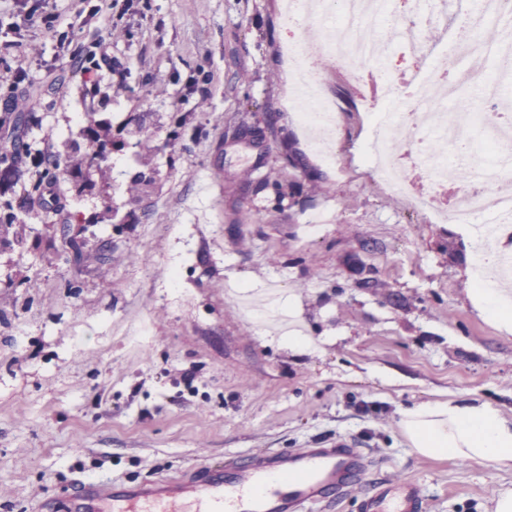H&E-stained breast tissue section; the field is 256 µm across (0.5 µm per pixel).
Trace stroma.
<instances>
[{
  "label": "stroma",
  "mask_w": 512,
  "mask_h": 512,
  "mask_svg": "<svg viewBox=\"0 0 512 512\" xmlns=\"http://www.w3.org/2000/svg\"><path fill=\"white\" fill-rule=\"evenodd\" d=\"M46 9L74 44L113 42L129 73L122 88L81 80L69 51L24 25V0H0V27L21 26L0 78L36 74L0 115L38 117L33 141L90 153L78 117L94 112L117 144L108 187L79 200L84 221L108 205L112 223L71 228L107 244L105 270L66 260L39 224L0 253V512L341 436L366 449L372 481L416 480L427 512H489L512 469L414 453L398 411L457 400L511 419L512 333L468 295L479 237L412 211L372 170L364 76L338 61L322 72L342 105L335 169L286 108L282 47L313 32L290 29L281 0H133L110 20L80 0ZM195 82L210 106L189 101L173 128ZM292 157L308 173L296 190ZM245 209L256 223H239ZM318 211L331 220L313 235ZM273 289L288 320L258 324Z\"/></svg>",
  "instance_id": "1"
}]
</instances>
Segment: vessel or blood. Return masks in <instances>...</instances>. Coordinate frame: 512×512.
Here are the masks:
<instances>
[{
	"instance_id": "obj_1",
	"label": "vessel or blood",
	"mask_w": 512,
	"mask_h": 512,
	"mask_svg": "<svg viewBox=\"0 0 512 512\" xmlns=\"http://www.w3.org/2000/svg\"><path fill=\"white\" fill-rule=\"evenodd\" d=\"M370 460L357 441L297 453L260 451L231 457L194 478L161 476L132 486L85 485L71 512H316L332 497L368 481ZM359 512H425L417 483H378Z\"/></svg>"
}]
</instances>
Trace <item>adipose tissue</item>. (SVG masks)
I'll return each mask as SVG.
<instances>
[{
	"mask_svg": "<svg viewBox=\"0 0 512 512\" xmlns=\"http://www.w3.org/2000/svg\"><path fill=\"white\" fill-rule=\"evenodd\" d=\"M481 277L485 287L469 291L473 303L512 332V290L494 287L492 270H483ZM399 426L416 454L512 466V420L489 404L449 400L414 405L400 410Z\"/></svg>",
	"mask_w": 512,
	"mask_h": 512,
	"instance_id": "1",
	"label": "adipose tissue"
}]
</instances>
